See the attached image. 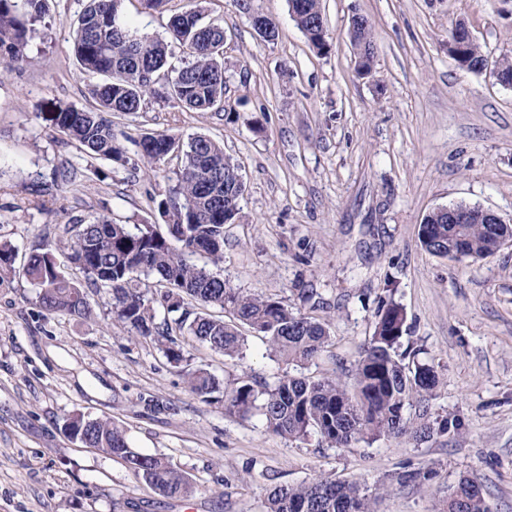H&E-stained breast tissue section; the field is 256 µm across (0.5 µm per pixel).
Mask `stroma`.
I'll list each match as a JSON object with an SVG mask.
<instances>
[{
	"label": "stroma",
	"mask_w": 512,
	"mask_h": 512,
	"mask_svg": "<svg viewBox=\"0 0 512 512\" xmlns=\"http://www.w3.org/2000/svg\"><path fill=\"white\" fill-rule=\"evenodd\" d=\"M168 0L163 10L126 0L134 26L159 38L178 12L224 23L223 112L148 100L113 113L129 166L87 157L54 128L59 108H90L100 75L74 52L82 0H49L23 60L0 73V244L15 252L0 273V512H263L268 493L318 477L357 482L374 512H444L464 477L477 479L490 512H512V245L478 261L426 252V215L455 203L512 219V85L499 60L512 58V0H321L330 50L320 53L291 17L288 0ZM270 18L262 41L251 13ZM372 25L374 63L355 69L354 15ZM465 22L488 58L479 73L448 54ZM223 143L247 184L236 223L224 227L217 274L234 287L283 301L327 323L330 339L302 366L273 357L243 329L242 356L228 358L186 331L172 363L156 341L112 315L106 291L90 294L85 317L50 314L21 272L29 254L51 251L77 285L82 272L62 242L64 225L112 219L164 221L152 203L176 184L178 159L149 166L142 130ZM406 313L402 347L435 366L430 418L458 429L428 439L412 431L331 448L269 431L260 412L225 413L191 393L203 368L221 384L273 382L290 373L352 383L373 333L379 299ZM115 421L130 445L167 458L188 494L167 497L118 458L82 447L64 430L74 414ZM431 480L401 483L407 470Z\"/></svg>",
	"instance_id": "1"
}]
</instances>
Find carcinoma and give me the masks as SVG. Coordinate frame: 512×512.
I'll return each instance as SVG.
<instances>
[{
    "label": "carcinoma",
    "mask_w": 512,
    "mask_h": 512,
    "mask_svg": "<svg viewBox=\"0 0 512 512\" xmlns=\"http://www.w3.org/2000/svg\"><path fill=\"white\" fill-rule=\"evenodd\" d=\"M124 0H85L77 19L75 55L86 72L104 78L93 92L97 106H66L55 113L53 126L91 159L125 165L127 160L112 125L114 112H140L146 99L172 102L196 111H224V26L204 21L196 10L170 18L172 39L187 58L178 68H168L170 45L133 27L123 11ZM296 25L318 52L330 48L320 0H289ZM47 0H0V47L11 59L19 57L32 25L45 14ZM358 58L372 61L371 26L357 15L350 31ZM462 68L478 73L485 55L473 41L459 57ZM142 158L153 165L172 156L181 159L177 184L157 203L168 217L162 234L153 224H114L108 219L66 224L65 243L72 263L90 286L104 288L113 316L143 337L165 339L168 322H156L150 285L141 277L154 276L167 285L160 294L167 312L176 313L175 324L211 349L234 358L245 345L239 326L263 334L272 354L284 362L301 363L315 358L329 340L327 325L296 314L282 301L247 294L189 261L204 252L212 262L224 259V225L235 222L246 184L240 166L224 153V146L206 135L183 142L164 133L141 136ZM509 228L490 224H459L464 238L462 256L477 260L499 250V237ZM422 247L435 256H448L456 245L448 236V214L431 212L420 224ZM24 275L40 288L39 301L49 313L85 316L90 312L85 290L70 282L57 267L51 252L31 254ZM218 307L230 320L207 312ZM404 309L381 300L374 332L355 365L353 389L334 379H313L283 374L271 385L256 389L239 382L221 387L211 373L199 369L189 374L190 391L204 402L224 393V411L247 416L258 410L273 433L299 439L315 431L331 447L381 435L400 436L409 431L404 417L407 405L417 404L427 414L426 401L436 388L434 368L404 360L410 351L398 352L406 332ZM70 427L82 433L80 443L123 458L127 466L159 493L172 496L189 490L187 478L167 459L134 451L126 430L110 420L76 415ZM478 482L461 479L448 497L446 512H489ZM373 512L371 499L356 482L316 478L297 485L273 488L265 512Z\"/></svg>",
    "instance_id": "carcinoma-1"
}]
</instances>
